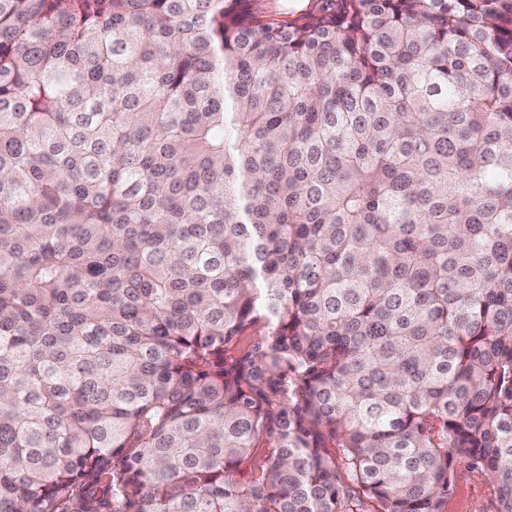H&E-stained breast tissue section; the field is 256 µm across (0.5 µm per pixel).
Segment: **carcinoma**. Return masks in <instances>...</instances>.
I'll list each match as a JSON object with an SVG mask.
<instances>
[{
  "mask_svg": "<svg viewBox=\"0 0 512 512\" xmlns=\"http://www.w3.org/2000/svg\"><path fill=\"white\" fill-rule=\"evenodd\" d=\"M335 2L0 0V512H512V0ZM330 6V2L324 0H241L237 3V9L263 20L282 23H301ZM494 489L478 472L461 468L444 512H496Z\"/></svg>",
  "mask_w": 512,
  "mask_h": 512,
  "instance_id": "cac0c4a2",
  "label": "carcinoma"
}]
</instances>
